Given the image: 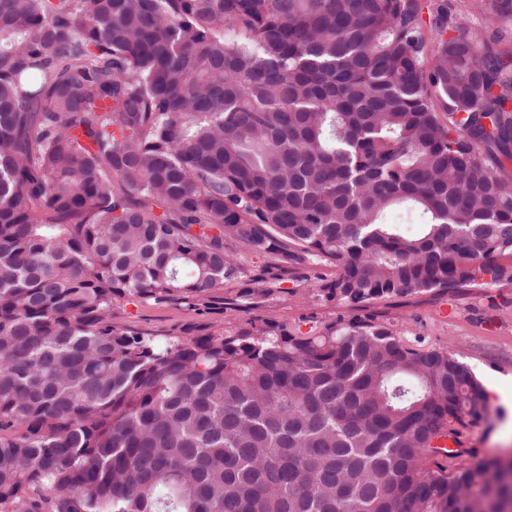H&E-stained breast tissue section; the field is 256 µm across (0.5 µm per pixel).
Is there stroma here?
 <instances>
[{
  "mask_svg": "<svg viewBox=\"0 0 512 512\" xmlns=\"http://www.w3.org/2000/svg\"><path fill=\"white\" fill-rule=\"evenodd\" d=\"M335 269L318 265L289 276L285 289L269 294L261 307L237 312L215 301L199 312L178 303L127 306L118 312L119 324L158 339L193 336L216 325L247 326L279 321L310 329L336 321L340 311L316 299L318 279L331 278ZM377 319L398 324L417 348L451 347L481 384L512 380V283H496L469 292L423 293L370 309ZM462 434L468 461L512 458V404L491 402L485 417L471 422Z\"/></svg>",
  "mask_w": 512,
  "mask_h": 512,
  "instance_id": "stroma-1",
  "label": "stroma"
}]
</instances>
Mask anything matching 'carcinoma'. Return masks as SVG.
<instances>
[{"mask_svg":"<svg viewBox=\"0 0 512 512\" xmlns=\"http://www.w3.org/2000/svg\"><path fill=\"white\" fill-rule=\"evenodd\" d=\"M424 8L0 0V512H512L437 445L487 413L470 369L366 314L512 282V51ZM253 255L336 267L346 317L116 322Z\"/></svg>","mask_w":512,"mask_h":512,"instance_id":"carcinoma-1","label":"carcinoma"}]
</instances>
